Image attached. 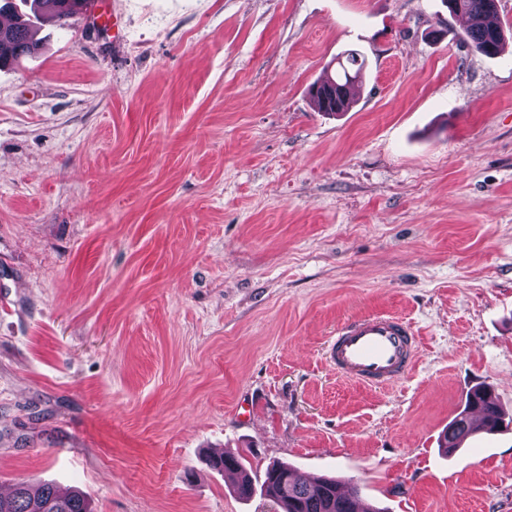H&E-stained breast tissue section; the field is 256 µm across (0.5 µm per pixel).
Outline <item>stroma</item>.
<instances>
[{"label":"stroma","mask_w":512,"mask_h":512,"mask_svg":"<svg viewBox=\"0 0 512 512\" xmlns=\"http://www.w3.org/2000/svg\"><path fill=\"white\" fill-rule=\"evenodd\" d=\"M442 0H99L0 68V493L94 512H281L286 462L383 512H512V427L438 446L474 385L512 412V48ZM366 60L349 111L310 86ZM405 317L407 378L323 358ZM420 344L406 318L363 315L336 329L326 358L336 374L367 386H387L411 373ZM213 469L221 471H232L239 475L235 485V491L240 498L248 499L255 492L253 479L242 461L233 455L222 454V456H211L209 460ZM0 512H93L84 495L73 490L61 494L53 485L43 484L32 491L18 482L11 494L0 495Z\"/></svg>","instance_id":"1"}]
</instances>
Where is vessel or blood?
I'll use <instances>...</instances> for the list:
<instances>
[{
	"label": "vessel or blood",
	"mask_w": 512,
	"mask_h": 512,
	"mask_svg": "<svg viewBox=\"0 0 512 512\" xmlns=\"http://www.w3.org/2000/svg\"><path fill=\"white\" fill-rule=\"evenodd\" d=\"M419 346V333L406 318L363 315L337 328L326 358L343 377L367 386H387L411 373Z\"/></svg>",
	"instance_id": "vessel-or-blood-1"
}]
</instances>
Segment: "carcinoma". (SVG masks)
<instances>
[{"label": "carcinoma", "instance_id": "obj_1", "mask_svg": "<svg viewBox=\"0 0 512 512\" xmlns=\"http://www.w3.org/2000/svg\"><path fill=\"white\" fill-rule=\"evenodd\" d=\"M85 0H0V16L13 15V22L0 25V67L12 60L31 55L37 43L29 35L36 21L52 20L66 24L76 8ZM450 14L467 20L465 36L482 54L497 57L504 51L506 33L496 17V0H443ZM365 59L357 52L345 55L335 75L328 76L310 87V95L321 112L336 114L348 111L362 84ZM505 414L492 392L485 386L471 389L463 408L448 422L440 438V447L448 454L478 430L498 431ZM210 466L216 470L239 475L235 485L237 495L250 498L255 492L253 479L242 461L230 454L211 456ZM263 493L273 498L282 512H358L355 503L359 488L342 486L333 477L302 479L294 468L276 463L265 471ZM0 512H92L84 495L73 490L61 494L54 486L43 484L31 490L18 482L11 494L0 495Z\"/></svg>", "mask_w": 512, "mask_h": 512}]
</instances>
